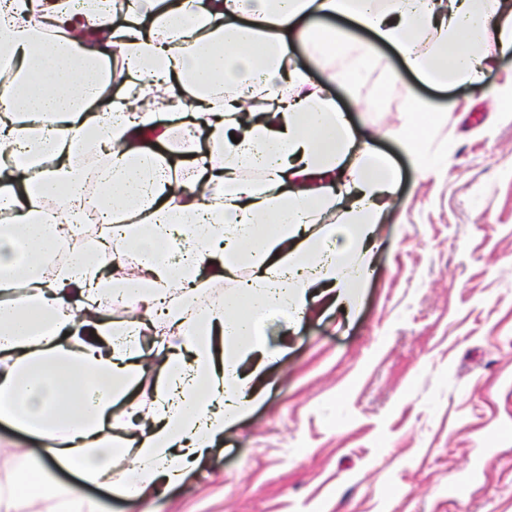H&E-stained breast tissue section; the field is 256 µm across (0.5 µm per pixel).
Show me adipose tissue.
I'll use <instances>...</instances> for the list:
<instances>
[{"mask_svg": "<svg viewBox=\"0 0 512 512\" xmlns=\"http://www.w3.org/2000/svg\"><path fill=\"white\" fill-rule=\"evenodd\" d=\"M337 17L429 84L479 83L485 52L512 50L500 0H0L13 72L0 110V206L13 213L0 225V421L41 442L43 470L132 500L177 485L253 399L213 336L260 349V317L300 316L319 280L352 300L398 177L295 65L300 43L310 65L359 81L370 48ZM339 213L349 254L324 248ZM112 220L83 245L87 225ZM63 233L75 247L50 262ZM244 265L245 286L197 301L199 283ZM120 299L141 316H105ZM151 370L150 402L129 400ZM128 453L132 476L114 477ZM42 497L49 512H100L40 478L0 485V512Z\"/></svg>", "mask_w": 512, "mask_h": 512, "instance_id": "1", "label": "adipose tissue"}]
</instances>
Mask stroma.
<instances>
[{
    "instance_id": "35a3bbf8",
    "label": "stroma",
    "mask_w": 512,
    "mask_h": 512,
    "mask_svg": "<svg viewBox=\"0 0 512 512\" xmlns=\"http://www.w3.org/2000/svg\"><path fill=\"white\" fill-rule=\"evenodd\" d=\"M294 58L400 175L352 305L317 288L298 324L263 319L268 357L238 360L248 412L165 495L134 503L62 467L48 482L102 512H512V55L479 89L431 87L382 45L353 86ZM428 110L446 166L423 173L395 133ZM40 458L0 421V481Z\"/></svg>"
}]
</instances>
